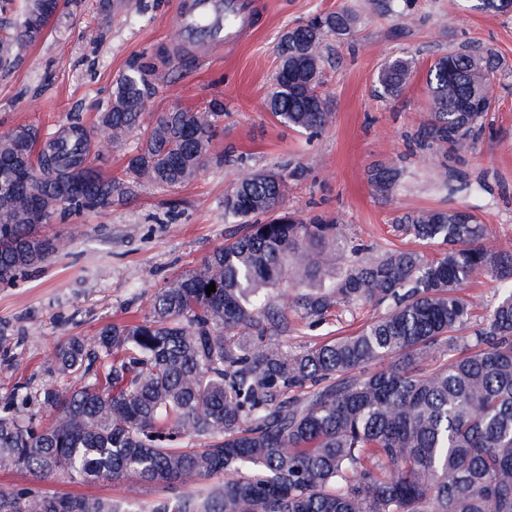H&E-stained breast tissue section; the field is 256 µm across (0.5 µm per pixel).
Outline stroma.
Segmentation results:
<instances>
[{
  "label": "stroma",
  "instance_id": "obj_1",
  "mask_svg": "<svg viewBox=\"0 0 512 512\" xmlns=\"http://www.w3.org/2000/svg\"><path fill=\"white\" fill-rule=\"evenodd\" d=\"M174 2L142 0V11L131 14L125 0H62L44 38L0 72V135L20 125L44 132L72 117L92 125L118 76L145 56L156 63L146 118L214 99L224 104L214 157L194 181L173 191L145 185L127 204L76 216L86 233L70 250L0 286V397L26 381H49L48 350L74 336L94 340L107 323L142 318L171 273L201 264L241 235L242 224L224 216V195L255 170L289 173L285 211L335 224L326 249L339 267L356 247H420L401 224L424 208H471L488 228L489 245L512 251V16L470 10L466 0H394L388 11L381 0H260L251 38L193 68L160 55L176 32ZM336 10L351 12L357 25L352 38L329 42L322 89L335 121L310 139L279 123L265 98L280 65L281 35ZM466 43L492 51L502 70L483 133L465 156L445 163L410 137L428 107L429 66ZM398 56L414 59L413 78L400 98H380L376 72ZM391 159L403 176L382 194L368 174ZM443 166L468 190L451 196L438 188ZM375 313L368 306L300 328L287 343L295 349L349 334Z\"/></svg>",
  "mask_w": 512,
  "mask_h": 512
}]
</instances>
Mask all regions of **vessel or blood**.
Segmentation results:
<instances>
[{
	"instance_id": "vessel-or-blood-1",
	"label": "vessel or blood",
	"mask_w": 512,
	"mask_h": 512,
	"mask_svg": "<svg viewBox=\"0 0 512 512\" xmlns=\"http://www.w3.org/2000/svg\"><path fill=\"white\" fill-rule=\"evenodd\" d=\"M255 7L254 0H178L179 41L194 48V65L245 41L254 30Z\"/></svg>"
}]
</instances>
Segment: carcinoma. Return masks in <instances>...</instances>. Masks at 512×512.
I'll list each match as a JSON object with an SVG mask.
<instances>
[{
  "mask_svg": "<svg viewBox=\"0 0 512 512\" xmlns=\"http://www.w3.org/2000/svg\"><path fill=\"white\" fill-rule=\"evenodd\" d=\"M45 6L19 0V21L0 35L1 70L41 37L32 18ZM474 8L508 15L512 0ZM354 27L336 11L282 35L266 96L281 123L311 136L333 124L323 62L329 38ZM152 68L146 60L119 76L93 129L75 119L0 136L1 285L85 235L82 224L65 238L38 236L37 226L121 204L144 184L180 188L210 161L220 104L162 112L142 127ZM413 69L408 57L385 62L377 95L399 97ZM499 69L478 46L438 56L415 144L470 151ZM133 136L123 169L103 174L105 149ZM400 177L393 160L370 171L380 192ZM286 192L274 170L240 180L224 195V217L245 224L243 235L174 274L144 319L46 354L48 371L79 384L26 383L1 397L0 470L184 488L136 512H512V252L486 244L471 210L427 209L404 223L440 246L437 256L389 248L356 254L338 273L323 247L333 225L281 212ZM488 277L501 291L478 315L463 288ZM368 304L382 312L350 335L298 351L282 342L300 323ZM0 512L131 510L20 485L0 490Z\"/></svg>",
  "mask_w": 512,
  "mask_h": 512,
  "instance_id": "carcinoma-1",
  "label": "carcinoma"
}]
</instances>
